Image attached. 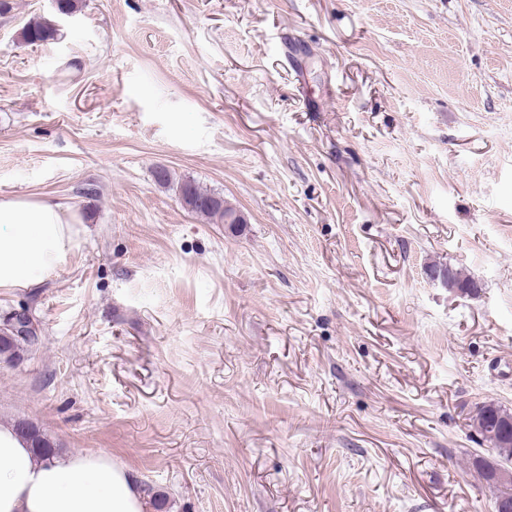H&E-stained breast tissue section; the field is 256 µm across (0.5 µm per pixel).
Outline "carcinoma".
Wrapping results in <instances>:
<instances>
[{"label":"carcinoma","instance_id":"cac0c4a2","mask_svg":"<svg viewBox=\"0 0 512 512\" xmlns=\"http://www.w3.org/2000/svg\"><path fill=\"white\" fill-rule=\"evenodd\" d=\"M56 29L54 24L47 20H36L28 24L23 31V40L31 45L42 44L54 38ZM179 199L183 206L197 216L209 220L213 224H221L224 220V210L232 209L229 202H221V197L214 195L211 191L203 188L195 181L185 179L177 186ZM448 273L458 290L464 295H471L477 292L476 283L463 275L461 271L448 268ZM30 349V344L24 338L12 335L10 330L0 329V359L5 362H18L22 353ZM512 425V411L500 405L489 403L478 407L473 416V427L476 432L486 441L492 443L500 462L490 466L496 468L502 479L494 483L497 489L496 500L509 506L512 505V472L508 466L512 464V439L499 438L494 436L502 433ZM35 445L32 448L33 456L37 461H50L56 457V448L46 440V435L37 432L34 438ZM486 464L481 468L490 467Z\"/></svg>","mask_w":512,"mask_h":512}]
</instances>
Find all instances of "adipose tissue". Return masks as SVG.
<instances>
[{
    "mask_svg": "<svg viewBox=\"0 0 512 512\" xmlns=\"http://www.w3.org/2000/svg\"><path fill=\"white\" fill-rule=\"evenodd\" d=\"M82 216L63 200L0 197V289L27 288L65 261ZM135 476L110 456L76 452L35 462L0 425V512H146Z\"/></svg>",
    "mask_w": 512,
    "mask_h": 512,
    "instance_id": "obj_1",
    "label": "adipose tissue"
}]
</instances>
